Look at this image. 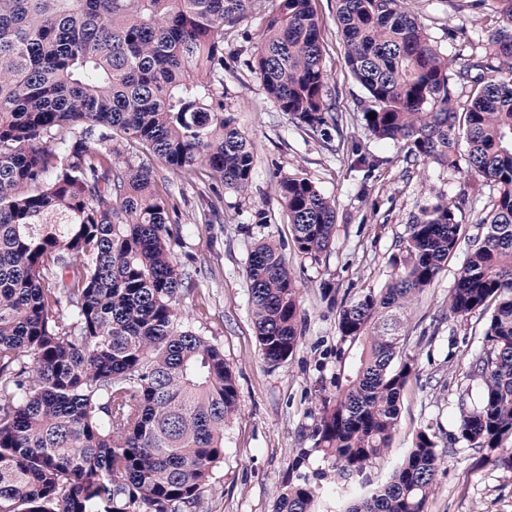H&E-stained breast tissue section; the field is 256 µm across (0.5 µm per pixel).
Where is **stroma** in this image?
Here are the masks:
<instances>
[{"label":"stroma","mask_w":512,"mask_h":512,"mask_svg":"<svg viewBox=\"0 0 512 512\" xmlns=\"http://www.w3.org/2000/svg\"><path fill=\"white\" fill-rule=\"evenodd\" d=\"M410 5L453 69L478 52L496 27L478 0ZM312 7L325 26L327 101L342 115L339 128L324 135L296 127L250 71L267 15L256 9L224 33V111L253 152L251 191L241 195L196 172L173 173L147 153L127 150L116 157L122 166H150L158 191L168 196L178 234L172 250L191 274L180 303L182 320L223 349L236 377L238 410L224 426V461L196 512H273L279 490L305 478L318 487L311 512H345L352 495L371 494L389 479L426 424L437 428L440 447L448 452L427 512H512V468L453 440L457 393L487 322L480 314L461 323L448 316V292L467 254L463 246L408 313L406 348L421 374L401 395L388 452L340 491L335 472L312 449L309 432L320 399L336 390V323L347 296L382 288L395 243L421 207L433 195L454 198L467 186L461 170L430 162L406 169L401 148L372 137L359 107L364 92L345 69L336 0H312ZM358 152L381 159L376 178L365 182L351 170ZM295 172L336 201L334 242L316 260L297 253L277 195L280 178ZM262 241L284 255L303 311L301 343L276 366L261 354L248 303L246 266Z\"/></svg>","instance_id":"obj_1"}]
</instances>
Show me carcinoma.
Returning a JSON list of instances; mask_svg holds the SVG:
<instances>
[{
  "instance_id": "carcinoma-1",
  "label": "carcinoma",
  "mask_w": 512,
  "mask_h": 512,
  "mask_svg": "<svg viewBox=\"0 0 512 512\" xmlns=\"http://www.w3.org/2000/svg\"><path fill=\"white\" fill-rule=\"evenodd\" d=\"M273 2L251 71L296 126H338L312 0ZM496 2L503 25L450 74L409 0H336L373 137L448 169L463 141L473 177L407 226L384 287L339 312L342 380L310 439L344 483L391 447L400 396L420 375L405 316L464 239L448 316L489 318L454 440L489 455L512 438V0ZM259 4L0 0V512H193L224 459L235 377L217 345L181 325L187 273L152 171L113 156L144 150L248 193L253 154L224 116V27ZM486 183L495 196L467 236L457 213ZM277 193L297 252L318 259L335 201L298 174ZM246 272L261 353L283 363L301 340L295 279L269 243ZM443 464L427 424L391 480L345 512H426ZM316 490L287 486L274 512H310Z\"/></svg>"
}]
</instances>
